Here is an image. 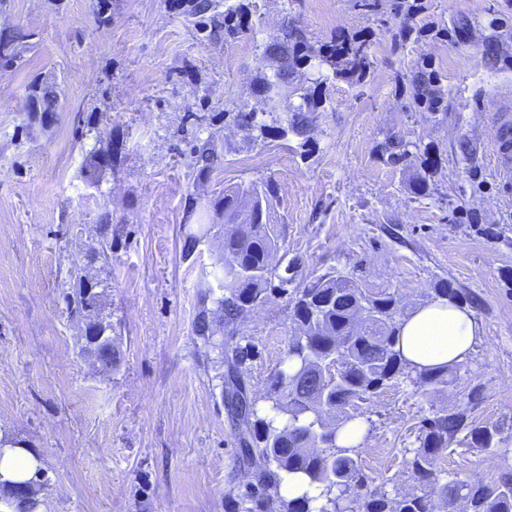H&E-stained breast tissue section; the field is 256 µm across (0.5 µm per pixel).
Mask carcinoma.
I'll return each instance as SVG.
<instances>
[{"mask_svg": "<svg viewBox=\"0 0 512 512\" xmlns=\"http://www.w3.org/2000/svg\"><path fill=\"white\" fill-rule=\"evenodd\" d=\"M212 0H192L190 13L199 30L207 27ZM245 4L227 9L224 29L233 34L248 26ZM17 37H0V63L11 64L19 58ZM265 52L281 57L285 64L299 66L318 57L331 67L338 79L352 84L366 75L368 54L366 44L342 37L315 49L307 46L303 35L292 25H283L277 40ZM433 72L419 71L413 80V102L430 110L439 108L440 96ZM289 126L277 130L286 135L307 133L305 112L314 109L309 93L301 94ZM26 105L33 113L53 112L57 97L53 86L38 79L27 87ZM237 125L258 131L256 138H266L272 126L256 121V113L239 112ZM411 142L404 139L388 144V161L398 164L412 156ZM112 154L92 153L85 164L86 180L100 181L103 166L99 157ZM218 161V151L211 144L198 148L197 163L207 171ZM275 198L272 182L250 184L224 192L213 203L215 211L224 213V266L216 275L224 294L215 298V313L228 324L236 322L254 305L264 299L271 279L277 273L266 268L268 257L280 249L272 228L271 209ZM438 297H445L471 307L476 297L439 282L433 288ZM292 320L308 324L307 334L292 336L285 351L287 372H280L265 397L271 409L282 417L277 422L260 414L257 401H251L250 412L238 418V435L244 452L266 463L256 476L263 487L280 486L283 476L302 474L323 490L325 502L319 512H435L442 506L455 512L456 504L464 503L465 512H512V467H505L493 479L484 482L442 481L436 461L448 445L456 443L489 451L498 447L497 429L468 424L464 410L435 414L422 420L417 437L418 446L409 460L419 492L399 494L370 489L361 473L359 452L336 444V430L359 418L358 402L375 395L378 390L398 381L409 382L429 395L441 394L454 382L459 366H443L418 370L403 361L395 349L400 313L398 299L393 295H370L352 279L343 275L322 276L291 293ZM91 304L83 278L74 283L68 305L75 313L84 312ZM225 356L231 377H236L239 364L248 357V349L227 343L216 345ZM339 359L343 367L338 381L327 380L316 385L313 373L323 364ZM305 497L286 500L278 506L268 497L253 500L247 512H312Z\"/></svg>", "mask_w": 512, "mask_h": 512, "instance_id": "carcinoma-1", "label": "carcinoma"}]
</instances>
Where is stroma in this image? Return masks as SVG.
<instances>
[{
    "mask_svg": "<svg viewBox=\"0 0 512 512\" xmlns=\"http://www.w3.org/2000/svg\"><path fill=\"white\" fill-rule=\"evenodd\" d=\"M216 3L204 33L189 0H111L106 23L94 0L0 10V33L23 36L21 60L0 65V432L40 454L46 512H244L274 496L256 480L259 461L241 456L225 360L193 330L214 307L208 287L224 252V216L211 204L266 179L291 286L340 273L397 295L405 315L441 280L483 301L484 336L445 394L400 383L361 403L370 488L415 491L407 461L419 423L451 409L496 427L500 443L494 453L449 446L439 471L491 480L512 465V188L495 153L512 122V0H417L403 13L394 0L371 12L353 0ZM240 3L249 27L227 35L224 11ZM286 21L316 47L365 40L360 84L313 63L297 68L293 91L267 99L280 62L264 48ZM422 70L441 76L438 110L412 100ZM37 74L59 97L42 116L25 107ZM299 86L317 103L305 135L257 140L235 125L236 112L269 125L292 115ZM401 137L436 157L427 194L414 190L419 158L395 167L381 155ZM208 142L222 161L203 172L195 151ZM98 149L111 150L112 167L93 186L83 165ZM189 235L199 244L187 255ZM84 275L103 286L108 369L86 353L68 309ZM212 329L215 341L249 346L239 373L250 398L265 397L294 332L279 279L242 319Z\"/></svg>",
    "mask_w": 512,
    "mask_h": 512,
    "instance_id": "1",
    "label": "stroma"
}]
</instances>
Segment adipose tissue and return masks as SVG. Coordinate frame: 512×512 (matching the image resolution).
Masks as SVG:
<instances>
[{
  "instance_id": "1",
  "label": "adipose tissue",
  "mask_w": 512,
  "mask_h": 512,
  "mask_svg": "<svg viewBox=\"0 0 512 512\" xmlns=\"http://www.w3.org/2000/svg\"><path fill=\"white\" fill-rule=\"evenodd\" d=\"M397 336L396 348L407 363L432 368L465 361L483 330L471 309L438 298L404 318ZM41 466L33 449L7 436L0 438V512H19L10 490L34 479Z\"/></svg>"
}]
</instances>
